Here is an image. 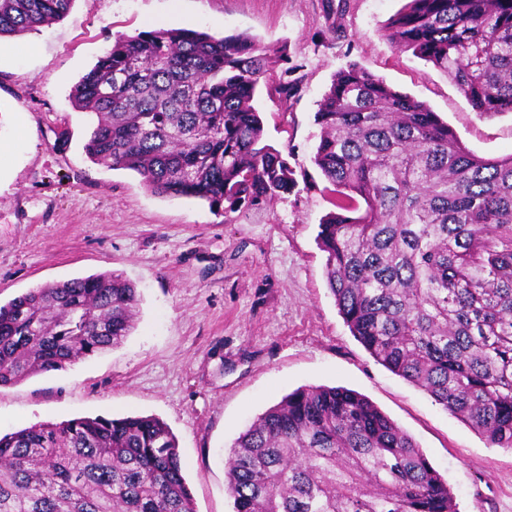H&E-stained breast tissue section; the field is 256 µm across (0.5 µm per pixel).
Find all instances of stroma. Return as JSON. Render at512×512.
I'll use <instances>...</instances> for the list:
<instances>
[{"instance_id": "stroma-1", "label": "stroma", "mask_w": 512, "mask_h": 512, "mask_svg": "<svg viewBox=\"0 0 512 512\" xmlns=\"http://www.w3.org/2000/svg\"><path fill=\"white\" fill-rule=\"evenodd\" d=\"M74 0L26 33L32 56L0 59V143L26 147L0 178V302L32 288L114 272L140 295L118 347L0 387V431L79 417L154 415L178 440L196 512H232L225 461L245 426L293 390L359 392L410 434L445 478L459 512H512V450L494 448L421 389L377 363L351 335L328 289L319 224L333 210L313 163L317 103L357 62L426 103L485 158L512 154V112L482 115L452 78L385 38L405 0ZM247 34L285 48L298 69L290 110L259 87L268 144L297 186L269 206L214 213L152 193L130 170L94 164V115L72 86L120 34L155 28Z\"/></svg>"}]
</instances>
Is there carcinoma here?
Listing matches in <instances>:
<instances>
[{
  "mask_svg": "<svg viewBox=\"0 0 512 512\" xmlns=\"http://www.w3.org/2000/svg\"><path fill=\"white\" fill-rule=\"evenodd\" d=\"M74 0H0V38L63 18ZM451 76L479 114L512 112V0H408L385 31ZM286 50L245 35L120 34L72 87L96 115L95 164L217 211L295 187L264 143L260 82L291 107ZM314 164L336 194L319 224L339 314L370 356L487 443L512 449V155H476L425 103L357 63L318 102ZM137 288L115 273L0 304V387L119 346ZM175 435L153 416L75 418L0 434V512H195ZM233 512H456L413 438L365 396L297 389L227 459Z\"/></svg>",
  "mask_w": 512,
  "mask_h": 512,
  "instance_id": "carcinoma-1",
  "label": "carcinoma"
}]
</instances>
